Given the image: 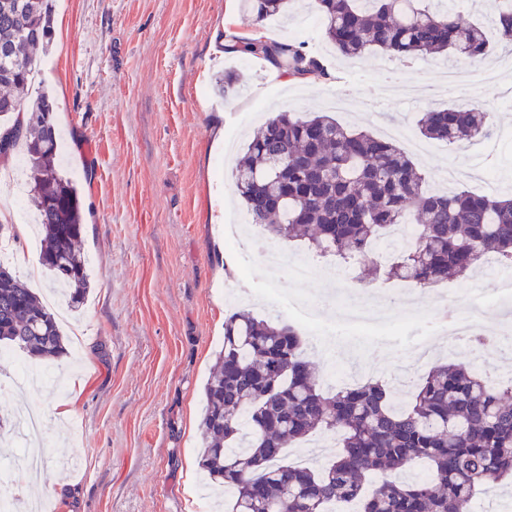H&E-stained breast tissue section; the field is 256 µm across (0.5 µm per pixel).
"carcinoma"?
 Instances as JSON below:
<instances>
[{"label":"carcinoma","mask_w":512,"mask_h":512,"mask_svg":"<svg viewBox=\"0 0 512 512\" xmlns=\"http://www.w3.org/2000/svg\"><path fill=\"white\" fill-rule=\"evenodd\" d=\"M290 0H241L261 24ZM324 36L336 52L381 51L398 59L448 53L488 55L493 45L479 23L433 10L428 0H313ZM499 40L512 46V0H498ZM53 35L49 0H0V160L25 144L31 202L43 238L40 263L65 285L70 306L90 289L77 188L54 166L58 150L54 101L25 100L37 59ZM227 53L263 59L291 78L328 75L303 45L231 37ZM241 76L216 80L221 97L238 94ZM426 138L450 145L486 137L487 113L466 101L420 112ZM233 178L251 223L272 239H303L321 256L368 262L374 245L399 224L418 226L397 251L387 275L420 287L464 276L485 256L512 265V199L465 188L434 193L398 146L349 131L327 115L270 116L247 144ZM0 345L51 359L65 352L52 313L15 271L0 263ZM304 340L283 321L238 310L224 317V344L204 385L200 468L230 498L224 512H329L336 503L357 512H469L481 486L512 479V379L494 386L462 363H440L418 376L409 399L368 380L326 392ZM319 430L338 433L335 457L320 470L285 460V450ZM416 460L430 476L405 481Z\"/></svg>","instance_id":"carcinoma-1"}]
</instances>
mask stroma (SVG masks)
<instances>
[{
	"label": "stroma",
	"mask_w": 512,
	"mask_h": 512,
	"mask_svg": "<svg viewBox=\"0 0 512 512\" xmlns=\"http://www.w3.org/2000/svg\"><path fill=\"white\" fill-rule=\"evenodd\" d=\"M54 36L43 89L57 97V170L77 186L84 207L80 246L91 288L74 313L84 330L78 356L53 363L65 393L44 386L10 389L0 366V419L18 399L49 418L45 442L49 484L38 485L49 512H204L198 466L202 389L224 342L230 307L225 285L238 275L224 226L245 214L226 154L242 156L264 114L326 112L349 130L380 135L403 127L422 142L413 158L429 188L441 189L451 166L483 163L495 185L474 193L512 196V53L496 48L468 62L467 86L449 91L451 68L438 56L411 64L378 51L347 60L327 43L308 0L286 11L278 26L258 25L239 0H54ZM241 37H277L322 54L326 83L276 81L264 63L215 55L224 29ZM237 70L239 95L203 99L223 70ZM466 100L489 114V138L457 148L423 139V105ZM238 126L232 152L213 149L217 129ZM315 281L281 277L283 298L310 294L312 303L344 288L334 257ZM439 286L416 288L414 301L392 307L400 329L421 334L420 310L443 319L449 305ZM408 342L387 336L348 343L335 338L327 359L393 376L408 362ZM69 400L67 425L53 408Z\"/></svg>",
	"instance_id": "obj_1"
}]
</instances>
